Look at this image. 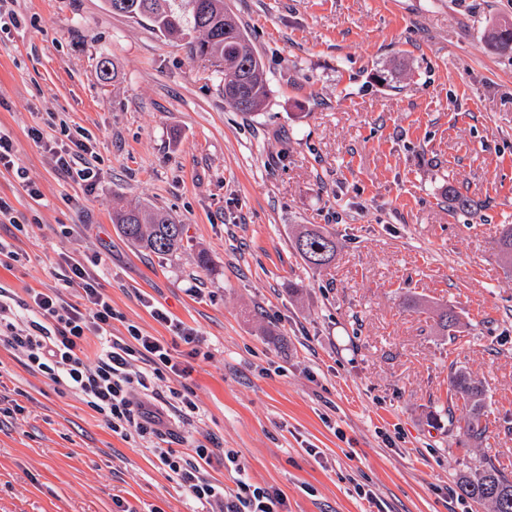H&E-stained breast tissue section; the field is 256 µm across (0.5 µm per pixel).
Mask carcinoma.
Returning a JSON list of instances; mask_svg holds the SVG:
<instances>
[{
	"label": "carcinoma",
	"instance_id": "carcinoma-1",
	"mask_svg": "<svg viewBox=\"0 0 512 512\" xmlns=\"http://www.w3.org/2000/svg\"><path fill=\"white\" fill-rule=\"evenodd\" d=\"M112 13L146 20L165 37L186 41L191 54L213 59L224 65V100L239 112H257L267 97V78L241 24L224 8V0H107ZM492 45L512 52V23L495 26L490 32ZM112 223L138 250L158 257L173 254L182 246L184 225L165 210L153 205L115 207ZM504 263L512 266V225H504L498 239ZM294 249L311 266L330 264L336 257V237L327 229L304 227L294 237ZM448 423L473 441L485 437L484 390L471 375L456 370L449 376ZM462 410L454 417L453 408ZM461 495L493 512H512V477L487 462L476 472L457 481Z\"/></svg>",
	"mask_w": 512,
	"mask_h": 512
}]
</instances>
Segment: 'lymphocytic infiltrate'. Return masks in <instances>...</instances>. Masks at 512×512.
Returning <instances> with one entry per match:
<instances>
[{"mask_svg":"<svg viewBox=\"0 0 512 512\" xmlns=\"http://www.w3.org/2000/svg\"><path fill=\"white\" fill-rule=\"evenodd\" d=\"M34 143L47 150L66 177L87 185L95 179L89 161L91 147L83 141L58 144L32 130ZM80 305L69 304L55 290L33 291L18 298L0 286V341L6 343L30 371L66 384L99 414L112 433L148 444L170 480L196 505L198 512H284L280 491L240 480L227 490L212 482L206 468L220 459L219 446L190 444L188 451L171 446L170 421L192 425L198 411L187 379L192 369L181 361L175 345L143 335L137 326L126 335L112 333L117 313L98 282L100 257L65 256ZM100 341L95 362H88L89 337ZM181 388L163 391L167 381Z\"/></svg>","mask_w":512,"mask_h":512,"instance_id":"obj_1","label":"lymphocytic infiltrate"}]
</instances>
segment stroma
<instances>
[{
  "label": "stroma",
  "mask_w": 512,
  "mask_h": 512,
  "mask_svg": "<svg viewBox=\"0 0 512 512\" xmlns=\"http://www.w3.org/2000/svg\"><path fill=\"white\" fill-rule=\"evenodd\" d=\"M224 5L266 70L257 112L225 103L223 68L105 0H9L0 127L42 197L0 172L25 225L0 223L19 254L0 283L75 304L63 257L98 256L113 335L172 341L147 298L196 329L195 438L235 455L207 468L227 488L274 487L288 512H367L359 485L378 512H492L456 483L485 462L512 476V273L496 247L512 224V54L488 39L512 0ZM64 124L90 139L94 188L28 135L57 141ZM136 203L183 224L180 250L160 258L116 231L113 206ZM302 224L335 234L329 266L293 249ZM458 368L485 389L479 441L448 428ZM16 404L0 512H192L140 441L0 344V406Z\"/></svg>",
  "instance_id": "1"
}]
</instances>
